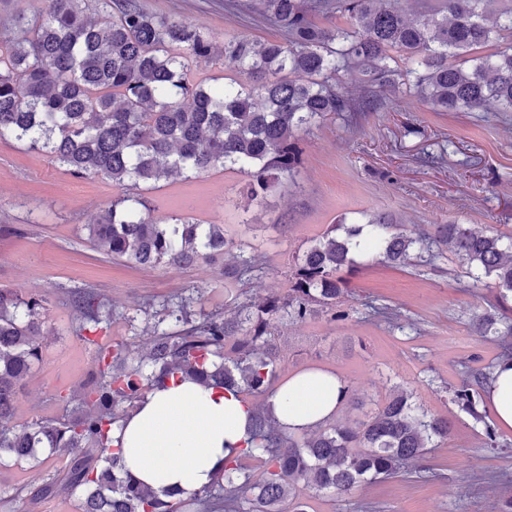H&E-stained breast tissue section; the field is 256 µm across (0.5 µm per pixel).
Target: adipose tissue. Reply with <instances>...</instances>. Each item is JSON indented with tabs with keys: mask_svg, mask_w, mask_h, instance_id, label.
Returning a JSON list of instances; mask_svg holds the SVG:
<instances>
[{
	"mask_svg": "<svg viewBox=\"0 0 512 512\" xmlns=\"http://www.w3.org/2000/svg\"><path fill=\"white\" fill-rule=\"evenodd\" d=\"M336 373L312 368L282 381L270 402L280 422L300 433L325 421L342 403ZM249 403L235 393L172 381L150 392L112 436L126 469L155 488L202 489L247 439Z\"/></svg>",
	"mask_w": 512,
	"mask_h": 512,
	"instance_id": "obj_1",
	"label": "adipose tissue"
}]
</instances>
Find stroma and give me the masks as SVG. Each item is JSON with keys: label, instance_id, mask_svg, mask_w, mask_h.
I'll return each instance as SVG.
<instances>
[{"label": "stroma", "instance_id": "stroma-1", "mask_svg": "<svg viewBox=\"0 0 512 512\" xmlns=\"http://www.w3.org/2000/svg\"><path fill=\"white\" fill-rule=\"evenodd\" d=\"M140 2L219 42L282 37L259 0ZM376 101L356 124L332 115L302 131L298 173L262 205H249L247 175L221 168L145 190L156 215L220 224L228 237L258 249L262 272L230 287L219 261L143 268L108 258L87 226L121 188L100 176L74 177L46 155L0 142V285L43 297L47 308L43 360L25 381L12 424L62 415L63 396L95 368L93 350L76 333L73 289L101 294L117 314L111 338L138 351L153 330L173 329L169 311L177 296L199 290L200 307L230 316L226 289L253 301L284 292L293 256L341 219L384 212L410 231L478 224L512 235V112L493 102L480 112H437L418 98L384 93ZM350 287L341 305L345 319L320 309L279 326L282 375L313 367L339 374L360 403L356 410L339 407L341 418H362L401 385L430 413L451 420L453 432L436 440L424 470L408 469L349 496L310 497L308 512H499L503 486L486 477L512 474V448H486L481 426L451 401L448 388L459 383L463 365L495 359L496 347L477 333L473 318L501 309L512 316V299L499 304L495 288L474 284L445 246L424 269L362 260ZM372 303L388 306L395 320L372 318ZM59 467L54 458L36 468L0 467V512H78L77 495L33 504L18 492L46 482Z\"/></svg>", "mask_w": 512, "mask_h": 512}]
</instances>
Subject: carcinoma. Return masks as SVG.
<instances>
[{
  "label": "carcinoma",
  "mask_w": 512,
  "mask_h": 512,
  "mask_svg": "<svg viewBox=\"0 0 512 512\" xmlns=\"http://www.w3.org/2000/svg\"><path fill=\"white\" fill-rule=\"evenodd\" d=\"M493 0H442L420 21L401 0H261V12L284 36L279 42L235 37L217 44L201 30L145 10L139 0H48L44 13L17 16L0 36V141L14 140L45 154L75 177L101 175L125 189L94 224L90 238L109 258L142 267H182L228 254L224 277L241 282L262 270L263 257L181 215L158 218L139 190L173 177L213 169L250 177V201L262 203L301 162L299 133L340 112H368L374 99L342 92L344 76L368 87L421 96L439 112H480L492 100L512 112V46L473 56L502 32L512 10L485 23ZM336 14L342 26L323 27L313 16ZM222 55L248 82L194 84L192 64ZM491 228L436 224L416 236L383 213L366 223L331 224L298 255L291 286L238 314L194 311L192 299L174 303L179 329L155 336L144 352L109 344L101 333L112 310L95 292L71 302L76 331L97 350V366L66 399L67 415L10 426L22 382L42 362L45 299L0 288V465L36 463L41 455L66 459L56 478L29 494L36 502L81 490L79 512H306L303 491L345 496L362 485L395 477L422 462L452 423L396 386L363 420L329 419L310 431H289L270 404L280 379L274 336L283 320L303 321L348 295L354 254L428 266L445 244L476 283L494 281L498 299L512 295V242ZM478 331L512 355V318L485 314ZM497 363L464 367L453 401L498 446L497 430L479 389ZM189 381L243 398L252 408L249 439L224 461V472L187 496L135 482L112 445L113 428L135 403L170 380ZM263 464L260 478L242 465Z\"/></svg>",
  "instance_id": "1"
}]
</instances>
